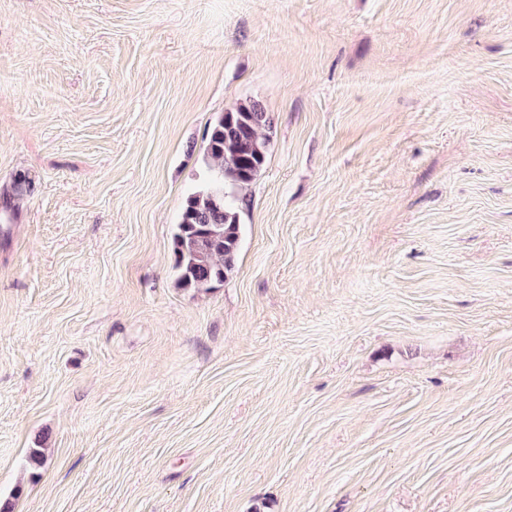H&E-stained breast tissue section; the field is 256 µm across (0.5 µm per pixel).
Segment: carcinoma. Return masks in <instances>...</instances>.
Here are the masks:
<instances>
[{
	"mask_svg": "<svg viewBox=\"0 0 512 512\" xmlns=\"http://www.w3.org/2000/svg\"><path fill=\"white\" fill-rule=\"evenodd\" d=\"M271 127L268 113L254 101L209 126L206 153L217 175L185 199L173 235L175 268L184 287L207 291L224 283L234 267L240 240L234 192L249 186L264 166Z\"/></svg>",
	"mask_w": 512,
	"mask_h": 512,
	"instance_id": "cac0c4a2",
	"label": "carcinoma"
}]
</instances>
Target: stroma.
<instances>
[{
  "mask_svg": "<svg viewBox=\"0 0 512 512\" xmlns=\"http://www.w3.org/2000/svg\"><path fill=\"white\" fill-rule=\"evenodd\" d=\"M249 100L197 292L175 224ZM0 500L512 512V0H0ZM271 127L254 101L209 126L206 153L218 172L185 199L173 235L175 268L185 288L207 291L223 284L234 267L241 225L234 192L249 186L264 166Z\"/></svg>",
  "mask_w": 512,
  "mask_h": 512,
  "instance_id": "1",
  "label": "stroma"
}]
</instances>
